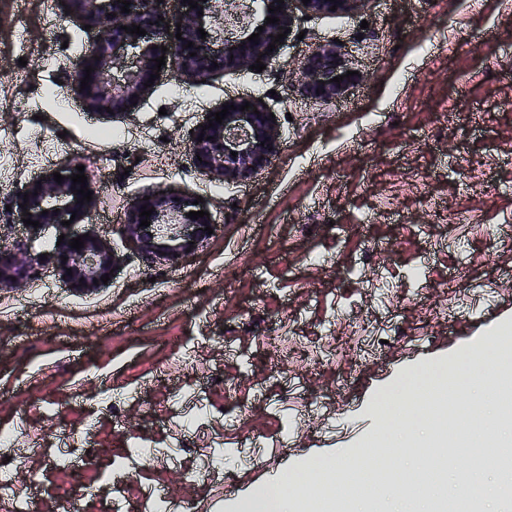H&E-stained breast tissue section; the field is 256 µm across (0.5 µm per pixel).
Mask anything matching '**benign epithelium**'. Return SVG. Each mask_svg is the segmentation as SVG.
<instances>
[{
	"label": "benign epithelium",
	"mask_w": 512,
	"mask_h": 512,
	"mask_svg": "<svg viewBox=\"0 0 512 512\" xmlns=\"http://www.w3.org/2000/svg\"><path fill=\"white\" fill-rule=\"evenodd\" d=\"M176 2L181 9L182 39H177V31L166 28L161 18L167 17L168 4ZM70 13L90 26L94 33L90 48L69 66L61 69L66 86L80 91L85 110L91 114H107L112 109L115 114H130L136 109L150 88L144 83L155 73V59L165 57L166 66L179 70L192 85L209 80L214 74L226 70L247 71L249 66L261 60L268 63L276 56V51H268L273 39L291 27L293 3L302 0H284L282 10L272 14L268 8L277 6L276 0H252L248 9L241 8V0H197L198 8L192 9L183 0H131L130 12L124 13L117 0H64ZM369 0H311L303 9L314 15H350L366 6ZM337 10H331L332 6ZM203 16H198V10ZM274 15L278 23L269 24L266 17ZM219 21L224 27L236 31L232 39H217L211 33V24ZM136 24L145 29L146 35L130 34L123 27ZM263 27L258 32L257 27ZM204 29L206 38H201L198 29ZM259 34L258 43L248 41V37ZM192 42L194 46L186 47ZM243 47H238V44ZM166 50H161V47ZM134 50L132 61H127V51ZM196 56H190V53ZM218 67H212V62ZM94 71L90 74L88 87L80 89L85 77V67ZM122 71L115 78L114 71ZM349 68L341 51L334 42L319 43L301 62L293 73L305 96L331 101L342 96L360 76H346ZM343 77L335 83L334 77ZM322 93H316V90ZM250 102L251 109L240 111L238 107ZM226 105H234L223 122L209 126L208 121L196 129L190 144V152L196 168L226 184H240L250 180L264 170L278 156L281 146V129L278 121L270 119V112L259 102V98L249 96L229 97ZM206 139L200 141L198 137ZM236 155H231V152ZM77 173L76 165L60 171L65 176L62 183L54 181L49 172L39 179L29 181L16 191L18 215L28 213V218L45 227L59 224L69 219L78 223L97 204L92 201L79 203L81 195L77 190L81 185H73L71 175ZM29 196H24V193ZM26 208H20V204ZM155 208L149 217L150 226H140L142 206ZM203 207L193 204V199L175 194L156 193L150 199L136 197L128 204V219L124 225L127 236L134 240L141 253L150 261L174 264L187 255L203 247L210 239L204 228L215 227L212 216L197 220L190 219L191 211H201ZM67 235L60 245L47 254V258L31 257L8 243V235L0 231V286L20 290L35 276L39 264L44 260L54 263L56 269L73 290L81 293L93 292L103 285L101 276L110 273L117 266L116 255L101 238L83 239L84 247L71 248ZM67 261H62V257ZM72 274H67V269ZM98 283H93V280Z\"/></svg>",
	"instance_id": "obj_1"
}]
</instances>
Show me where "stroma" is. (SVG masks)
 <instances>
[{
	"label": "stroma",
	"mask_w": 512,
	"mask_h": 512,
	"mask_svg": "<svg viewBox=\"0 0 512 512\" xmlns=\"http://www.w3.org/2000/svg\"><path fill=\"white\" fill-rule=\"evenodd\" d=\"M87 39L62 0H0V225L29 253L50 250L56 229L16 226V190L80 161L98 204L74 230L119 259L93 293L71 291L49 263L27 288H0V432L25 451L0 463V484L37 483L36 512L77 491L81 512H155L150 488L225 512L299 455L372 445L382 393L410 375L471 361L475 389L492 388L493 333L512 325L505 0L299 8L262 72L193 86L167 68L133 114L110 118L73 93L45 94L72 41ZM334 39L361 79L336 100L309 99L291 73ZM251 94L274 112L282 148L227 186L194 166L191 132ZM149 191L202 197L214 236L178 264L148 262L122 229ZM369 336L376 354L363 359L353 343ZM283 348L302 390L273 373ZM70 436L83 440L75 466L55 459ZM218 455L221 476L202 474Z\"/></svg>",
	"instance_id": "obj_1"
}]
</instances>
